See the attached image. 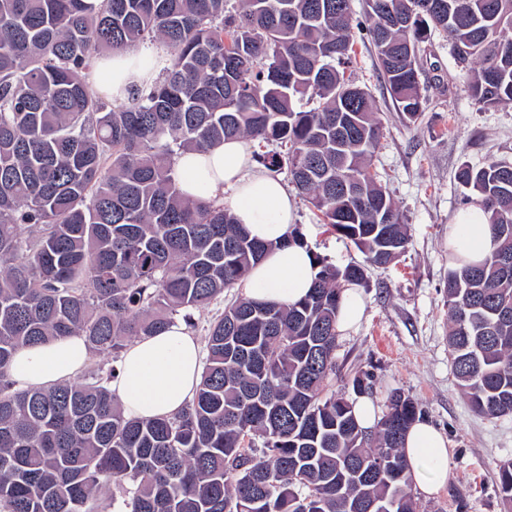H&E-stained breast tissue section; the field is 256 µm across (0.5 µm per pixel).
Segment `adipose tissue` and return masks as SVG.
<instances>
[{"label":"adipose tissue","instance_id":"adipose-tissue-1","mask_svg":"<svg viewBox=\"0 0 512 512\" xmlns=\"http://www.w3.org/2000/svg\"><path fill=\"white\" fill-rule=\"evenodd\" d=\"M95 75L107 78L113 99L129 98L132 89L151 82L156 72L143 51L127 49L100 58ZM182 192L224 207L250 237L272 249L244 280L247 299L289 304L310 290L315 268L307 246L293 241L296 202L279 177L259 169L250 144L227 140L202 151L180 154L175 163ZM494 246L485 211L470 204L457 211L448 232V248L466 261H481ZM202 348L182 323L129 343L122 354L112 389L126 416L138 419L170 417L193 397L201 379ZM90 351L83 337L64 336L21 348L9 368L17 388H40L74 379L88 364ZM403 454L411 479L426 496L448 482V438L427 421L408 430Z\"/></svg>","mask_w":512,"mask_h":512}]
</instances>
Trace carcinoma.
I'll return each mask as SVG.
<instances>
[{
	"label": "carcinoma",
	"instance_id": "cac0c4a2",
	"mask_svg": "<svg viewBox=\"0 0 512 512\" xmlns=\"http://www.w3.org/2000/svg\"><path fill=\"white\" fill-rule=\"evenodd\" d=\"M0 0V508L3 512H418L402 455L421 409L394 391L373 432L329 392L336 320L361 264L315 256L294 304L227 302L206 335L185 409L137 420L109 386L133 337L158 334L241 284L268 245L224 207L181 192L175 158L231 138L278 144L326 230L373 265L409 245L371 158L383 138L352 63L351 0ZM365 0L376 66L398 110L424 109L417 57L428 31L470 71L474 104H512V0ZM149 38L163 79L115 110L80 79L101 50ZM464 199L497 249L453 255L448 355L472 411L512 414V161L462 165ZM78 334L112 357L104 377L19 389L14 353ZM355 396L371 390L356 372ZM498 491L512 504V461Z\"/></svg>",
	"mask_w": 512,
	"mask_h": 512
}]
</instances>
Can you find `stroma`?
<instances>
[{
	"label": "stroma",
	"instance_id": "1",
	"mask_svg": "<svg viewBox=\"0 0 512 512\" xmlns=\"http://www.w3.org/2000/svg\"><path fill=\"white\" fill-rule=\"evenodd\" d=\"M364 0H352L356 65L353 78L374 95L384 136L373 163L403 213L410 243L397 261L366 270L361 290L366 315L339 335L332 390L351 396L355 371L374 375L372 400L385 411L398 390L415 399L426 421L449 440L451 471L444 489L417 495L420 512H512L497 492L499 466L512 460V415H476L461 393L448 358V226L465 205L455 179L461 164L512 160V104L487 111L468 91L469 65L434 31L421 45L420 87L428 102L408 121L387 95L375 66ZM297 228L314 252L337 266L363 263L349 241L327 232L307 206L297 204Z\"/></svg>",
	"mask_w": 512,
	"mask_h": 512
}]
</instances>
